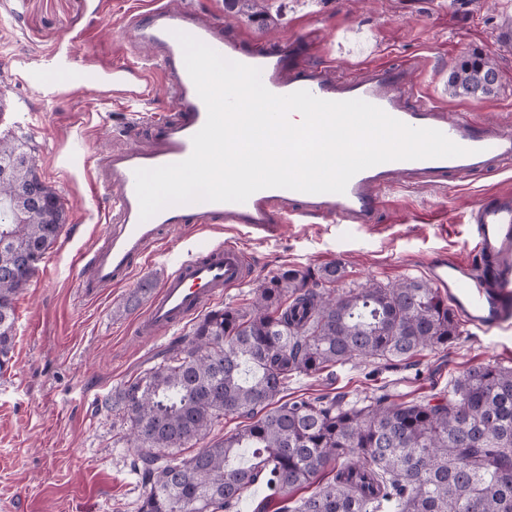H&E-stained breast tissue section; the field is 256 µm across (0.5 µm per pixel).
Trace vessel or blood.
<instances>
[{
  "label": "vessel or blood",
  "mask_w": 512,
  "mask_h": 512,
  "mask_svg": "<svg viewBox=\"0 0 512 512\" xmlns=\"http://www.w3.org/2000/svg\"><path fill=\"white\" fill-rule=\"evenodd\" d=\"M136 42L150 46L157 59L173 117L156 118L152 124L155 146L143 151L129 148L103 154L97 161L99 189L110 196L108 226L103 242L87 260V291L98 293L127 281L134 262L157 243L161 229L216 220L236 225L245 235L264 239L278 229L279 220L294 216L332 219L340 224L374 226L381 195L409 177L424 184L440 185L448 176L481 172L512 161V131L491 126L461 114L449 113L438 103L420 96L408 66H366L349 79H332L326 65L293 66L286 47L245 46L225 38L213 21L188 9L172 8L159 0L149 12L127 22ZM187 33L222 56L259 68L264 86L277 95L306 90L328 101L361 99L382 108L390 116L416 128L442 131L467 155L412 161H391L365 169L349 181L345 193L310 194L283 188H267L246 202H192L168 206L148 220H141L134 172L188 158L192 137L204 125L206 106L197 94L184 62L177 33ZM78 87H100L111 79L114 94L140 97L145 93L147 70L130 74L127 66L113 67L111 74L79 67L74 56L63 61ZM469 234L472 259L438 258L429 268L432 285L448 295L463 322L484 336L512 328V192L502 191L482 199L471 210ZM249 278L246 259L235 244L206 250L182 262L166 277L137 321L141 335L161 333L184 325L207 302L224 290Z\"/></svg>",
  "instance_id": "vessel-or-blood-1"
}]
</instances>
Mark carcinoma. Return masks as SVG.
<instances>
[{"label":"carcinoma","instance_id":"obj_1","mask_svg":"<svg viewBox=\"0 0 512 512\" xmlns=\"http://www.w3.org/2000/svg\"><path fill=\"white\" fill-rule=\"evenodd\" d=\"M264 2L224 0L261 27L271 19ZM495 90L496 65L481 52L448 74L454 97ZM32 157L25 135L0 136V369L11 359L16 297L65 224L61 198ZM344 277L336 262L283 269L248 306L195 320L159 364L112 392L145 487L139 512H237L257 484L277 512H512V367L471 365L448 391L420 401L286 398L296 375L356 359L405 362L459 336L448 297L429 283L370 282L337 296L332 286ZM150 290L140 284L117 312ZM229 414L249 423L181 455ZM327 471L331 479L318 484ZM311 486L290 504V492Z\"/></svg>","mask_w":512,"mask_h":512}]
</instances>
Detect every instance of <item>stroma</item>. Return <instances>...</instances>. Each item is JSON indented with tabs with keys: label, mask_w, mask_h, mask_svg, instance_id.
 <instances>
[{
	"label": "stroma",
	"mask_w": 512,
	"mask_h": 512,
	"mask_svg": "<svg viewBox=\"0 0 512 512\" xmlns=\"http://www.w3.org/2000/svg\"><path fill=\"white\" fill-rule=\"evenodd\" d=\"M153 0H0V135L31 137L38 172L59 193L66 223L36 275L15 303L16 337L0 371V512H138L142 487L132 469L133 449L112 412L113 390L159 363L175 336L153 339L135 330L143 308L116 309L142 280L160 284L178 261L227 241L252 264L250 281L230 289L218 306H247L255 290L279 270L301 271L338 261L346 269L337 292L374 281L428 279L429 261L466 257V214L484 195L512 190V165L487 174L455 176L447 184H403L382 195L374 227L312 219L283 224L266 240L215 222L163 230L155 253L139 260L129 280L96 297L85 294L76 265L106 227L108 198L92 188L89 157L144 147L152 119L173 111L162 81L136 102L102 98L99 91L64 82L57 58L80 35L77 57L108 69L137 65L150 50L135 43L121 20ZM212 19L225 33L252 44L306 41L300 65L329 64L348 77L357 64H406L413 79L448 112L471 113L512 129V50L501 47L498 24L512 0H273V21L258 27L228 11L224 0H171ZM492 57L497 92L482 100L448 92V74L468 53ZM37 65L47 84L24 80ZM512 366V331L500 336L461 327L448 349L425 350L409 364L377 368L356 360L319 377L298 376L289 397L382 394L421 400L438 393L466 366Z\"/></svg>",
	"instance_id": "1"
}]
</instances>
